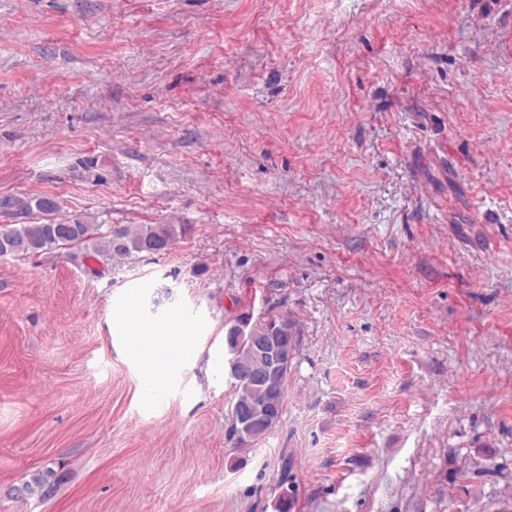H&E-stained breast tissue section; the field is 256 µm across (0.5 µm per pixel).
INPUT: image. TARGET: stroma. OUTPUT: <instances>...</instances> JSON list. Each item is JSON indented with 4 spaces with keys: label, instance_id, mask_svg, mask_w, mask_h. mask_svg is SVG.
I'll list each match as a JSON object with an SVG mask.
<instances>
[{
    "label": "stroma",
    "instance_id": "stroma-1",
    "mask_svg": "<svg viewBox=\"0 0 512 512\" xmlns=\"http://www.w3.org/2000/svg\"><path fill=\"white\" fill-rule=\"evenodd\" d=\"M35 197L185 231L0 259V512H512V0H0V225ZM270 311L236 448L224 325ZM230 324V325H229ZM227 330L224 336V346L227 350V374L233 389L231 402H247L253 407V416L250 421L249 407L234 406L230 413V422L238 430H243L250 422L246 435L235 438V432L230 427L228 439L238 447L249 446L262 439L270 429L272 420L281 421L288 376L295 363L282 376V372L289 366L291 355L288 352L299 351V342L295 324L279 314L269 312L253 321V316L241 315L233 323L225 324ZM241 336V338H239ZM275 340L282 348L266 342ZM250 341L265 343L258 350L262 360L260 369L250 363H240L236 373L249 380L269 383L279 376L275 385L255 384L232 374L235 360H250L254 353L250 348ZM176 319H171L164 328L157 329L147 336V344H140L146 350L141 360L143 384L150 394L168 380L173 372L193 359L195 352L191 347L182 345L175 335Z\"/></svg>",
    "mask_w": 512,
    "mask_h": 512
}]
</instances>
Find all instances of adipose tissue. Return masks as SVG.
Segmentation results:
<instances>
[{"label":"adipose tissue","mask_w":512,"mask_h":512,"mask_svg":"<svg viewBox=\"0 0 512 512\" xmlns=\"http://www.w3.org/2000/svg\"><path fill=\"white\" fill-rule=\"evenodd\" d=\"M176 326V321H169L147 339L146 355L141 361L143 383L147 390L160 387L176 369L181 368L195 355L191 347L182 345L176 338Z\"/></svg>","instance_id":"adipose-tissue-1"}]
</instances>
